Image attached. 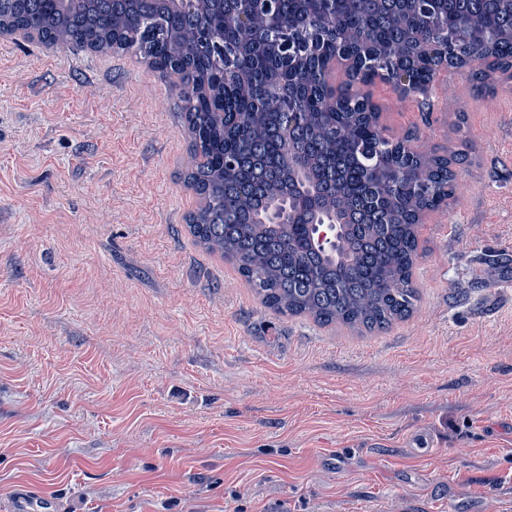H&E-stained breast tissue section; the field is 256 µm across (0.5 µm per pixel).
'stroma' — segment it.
Listing matches in <instances>:
<instances>
[{
    "mask_svg": "<svg viewBox=\"0 0 512 512\" xmlns=\"http://www.w3.org/2000/svg\"><path fill=\"white\" fill-rule=\"evenodd\" d=\"M367 91L389 138L471 156L379 334L195 244L168 78L0 37V512H512V78Z\"/></svg>",
    "mask_w": 512,
    "mask_h": 512,
    "instance_id": "1",
    "label": "stroma"
}]
</instances>
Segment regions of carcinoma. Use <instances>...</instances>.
<instances>
[{
  "label": "carcinoma",
  "mask_w": 512,
  "mask_h": 512,
  "mask_svg": "<svg viewBox=\"0 0 512 512\" xmlns=\"http://www.w3.org/2000/svg\"><path fill=\"white\" fill-rule=\"evenodd\" d=\"M0 27L133 54L172 79L196 243L274 311L369 333L413 314L419 227L468 156L386 137L362 87L387 76L408 95L464 70L481 93L512 78V0H0ZM330 223L323 247L316 225Z\"/></svg>",
  "instance_id": "carcinoma-1"
}]
</instances>
